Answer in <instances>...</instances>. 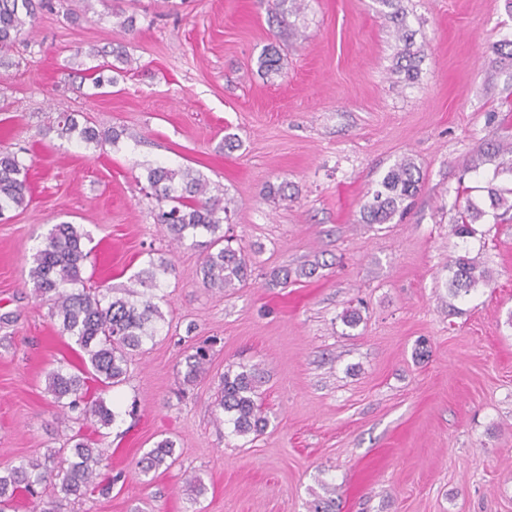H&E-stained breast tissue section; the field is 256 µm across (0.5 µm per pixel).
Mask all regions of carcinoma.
I'll return each mask as SVG.
<instances>
[{"mask_svg": "<svg viewBox=\"0 0 512 512\" xmlns=\"http://www.w3.org/2000/svg\"><path fill=\"white\" fill-rule=\"evenodd\" d=\"M51 0H0V66L9 64L10 52L27 25H33L38 13L50 8ZM263 75L279 72L277 52L267 49L258 58ZM55 132L60 138L101 147L114 144L121 132L111 128L100 130L79 123L76 114L59 113ZM27 165L16 153L0 154V215L10 209L28 205L25 171ZM146 180L160 203L157 223L165 226L173 238L184 240L206 232L211 235L208 252L202 262L203 284L224 290L247 280L250 258L244 251L233 248L220 234L229 200L223 194L211 193L203 176L188 168L167 165L146 167ZM421 187L416 165L404 160L391 167L371 197L362 206V222L387 224L394 215L404 213V203L413 198ZM489 207L512 210V202L504 192L487 188ZM485 210L468 202L458 210L451 224V234L467 239L476 234L475 224ZM89 232L62 222L48 231L30 257L29 277L39 299L48 305L49 314L57 325V333L66 337L84 353L82 366L71 371L60 362L47 374L46 390L63 410L80 411L84 419L101 427L111 426L116 413L104 399L88 392V377L102 387L122 383L134 356L155 341L165 325L160 302L164 301V280L173 272L169 260L151 261L148 267L131 278V285L121 295L112 289L88 288L83 271L89 252L85 242ZM449 291L454 296L467 295L471 290L486 286L489 271L479 261L466 254L451 260ZM209 353L203 347L186 360L184 381L193 383L208 370ZM258 369L241 367L224 372L216 409L229 415L233 431L239 436L259 435L268 424L257 398ZM71 446L50 451L44 460H21L0 469V512H7L19 495L32 500L33 512H63L65 504L81 500L94 493L110 490L112 478L103 473L109 450L95 446V440L81 434L69 438ZM176 461L173 441L165 438L156 443L141 461L140 471L148 474ZM50 485L52 493L44 496L39 488ZM324 495L312 501L310 512H335L331 490L323 485Z\"/></svg>", "mask_w": 512, "mask_h": 512, "instance_id": "1", "label": "carcinoma"}]
</instances>
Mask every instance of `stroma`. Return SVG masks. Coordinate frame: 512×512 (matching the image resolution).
Listing matches in <instances>:
<instances>
[{"label":"stroma","mask_w":512,"mask_h":512,"mask_svg":"<svg viewBox=\"0 0 512 512\" xmlns=\"http://www.w3.org/2000/svg\"><path fill=\"white\" fill-rule=\"evenodd\" d=\"M400 5L410 76L380 0H301L294 14L276 0H53L39 15L0 68V153H22L30 197L0 217V468L82 425L46 391L54 361L81 358L27 277L51 225L70 222L93 238L90 286L129 285L152 260L175 270L162 336L103 394L118 418L98 439L120 477L67 512H308L325 484L336 512H512V211L474 237L450 233L466 199L512 189V155L470 167L512 143V60L493 53L512 39V0ZM93 47L126 51L115 84L94 86ZM270 47L281 70L264 75ZM63 111L121 136L75 146L52 130ZM404 159L422 175L410 210L362 223L367 192ZM148 162L225 192L222 230L252 260L245 283L204 286L205 248L154 221ZM465 253L491 281L454 298L448 265ZM283 267L288 284L272 285ZM207 339L208 372L184 384ZM231 365L260 369L259 436L214 421ZM164 438L175 464L140 473Z\"/></svg>","instance_id":"obj_1"}]
</instances>
